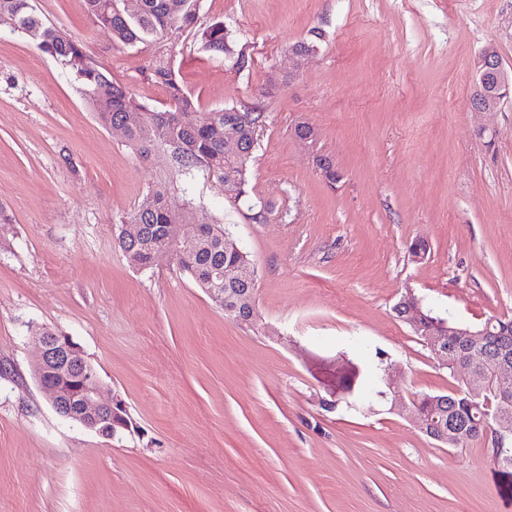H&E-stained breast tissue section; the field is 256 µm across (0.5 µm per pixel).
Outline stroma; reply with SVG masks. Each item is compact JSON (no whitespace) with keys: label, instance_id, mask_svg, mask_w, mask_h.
Segmentation results:
<instances>
[{"label":"stroma","instance_id":"35a3bbf8","mask_svg":"<svg viewBox=\"0 0 512 512\" xmlns=\"http://www.w3.org/2000/svg\"><path fill=\"white\" fill-rule=\"evenodd\" d=\"M34 5L165 104L144 69L161 45L113 43L82 0ZM216 20L246 69L200 51ZM487 46L512 67V0H199L172 64L198 111L265 113L246 186L259 213L200 175L183 190L170 152L141 157L56 59L0 27V512H512L488 438L451 453L406 419L412 396L456 381L393 312L410 291L453 323L512 315V99L470 106ZM302 121L336 184L296 140ZM157 184L247 252L257 324L168 255L129 264L119 220ZM42 328L81 347L130 432L53 410L32 374ZM380 361L397 374L387 399L325 410L343 366Z\"/></svg>","mask_w":512,"mask_h":512}]
</instances>
